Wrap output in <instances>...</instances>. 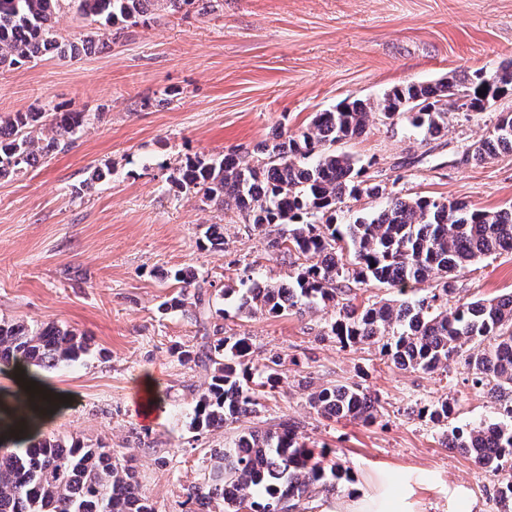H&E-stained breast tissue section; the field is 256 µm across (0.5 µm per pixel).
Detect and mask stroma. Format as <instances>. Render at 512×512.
Here are the masks:
<instances>
[{"label":"stroma","instance_id":"1","mask_svg":"<svg viewBox=\"0 0 512 512\" xmlns=\"http://www.w3.org/2000/svg\"><path fill=\"white\" fill-rule=\"evenodd\" d=\"M512 59V0H224L126 26L99 51L46 57L0 71V113L32 103L95 112L93 127L68 151L0 181V319L54 322L86 336L91 351L42 375L63 399L38 431L103 445L134 457L143 493L157 512H189L213 449L258 422L301 425L306 442L327 444L352 480L375 469L415 472L424 512H448V491H469L467 512H499L495 477L442 447L441 428L418 410L456 403L454 425L495 423L490 399L475 395L462 364L449 375L407 372L376 346L340 347L329 336L333 305L272 318L237 317L219 300L227 333L251 339L259 362H280L283 381L257 415L216 431L189 429L195 390L209 380L187 363L200 335L180 313H160L177 287L165 272L188 269L214 289L244 275L288 282L295 268L233 211L167 183L185 154L252 150L274 130L300 133L314 113L344 98H375L407 82H455ZM512 111V94L484 112H452L448 127L422 140L406 122L375 116L344 149L381 182L384 197L345 201V224L401 195L461 199L484 209L512 203V154L474 161L468 148ZM116 171L80 192L91 168ZM224 227L225 248L200 247L205 227ZM457 298L512 292V253L460 275ZM151 378L155 402L141 383ZM357 383L378 396L376 424L320 417L308 386ZM151 403L143 416L141 406Z\"/></svg>","mask_w":512,"mask_h":512}]
</instances>
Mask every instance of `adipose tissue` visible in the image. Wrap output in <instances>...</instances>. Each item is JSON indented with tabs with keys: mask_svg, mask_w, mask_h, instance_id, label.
<instances>
[{
	"mask_svg": "<svg viewBox=\"0 0 512 512\" xmlns=\"http://www.w3.org/2000/svg\"><path fill=\"white\" fill-rule=\"evenodd\" d=\"M413 482V477L379 468L343 495L327 499L322 512H419Z\"/></svg>",
	"mask_w": 512,
	"mask_h": 512,
	"instance_id": "adipose-tissue-1",
	"label": "adipose tissue"
}]
</instances>
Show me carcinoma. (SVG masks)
<instances>
[{
    "mask_svg": "<svg viewBox=\"0 0 512 512\" xmlns=\"http://www.w3.org/2000/svg\"><path fill=\"white\" fill-rule=\"evenodd\" d=\"M98 23L77 41L58 42L53 34L63 4ZM195 0H0V70H10L48 55L75 58L105 41L112 28L145 23L158 11L176 13ZM484 94H478V91ZM512 94V61L494 72L478 69L456 84L407 83L374 100L348 98L312 117L298 134L277 132L242 156H186L168 179L180 190L202 196L242 216L248 232L269 238V246L296 267L288 283L252 282L246 289L226 288L236 298V315L279 317L310 304L332 302L336 317L330 335L343 346L378 345L380 354L404 371L445 372L462 362L465 381L489 394L512 419V294L477 299L448 308L455 279L485 257L512 251V204L498 210L465 201L414 195L393 197L368 218L336 223L345 199L377 196L382 186L367 176L341 145L362 136L369 115L403 118L424 137L448 127L452 110L483 112ZM96 115L32 108L0 114V179L18 176L70 145L66 135ZM512 153V113H500L493 129L469 148L485 161ZM224 225L210 224L200 246L224 250ZM166 277L181 285L163 303L202 327L194 366L210 373L198 393L190 428L201 432L233 424L256 413L262 396L278 388L277 361L252 358L250 338L208 328L217 295L206 281L182 269ZM429 279L424 296L412 285ZM378 282L396 290L390 299L357 305L353 285ZM194 291H187L188 287ZM88 342L54 322L31 325L0 321V363L52 370L78 359ZM15 408L0 414V433L29 434L44 400L38 390L20 391ZM309 406L327 419L374 423L380 401L358 384L319 386L307 395ZM455 412L439 400L420 414L443 429L441 444L459 450L494 477L503 471L496 503L512 512V427L499 423L448 428ZM299 423L282 419L270 427L241 431L226 448L210 456L208 476L192 486L199 512H211L220 499L224 512H295L312 493H336L349 471L326 446L302 440ZM0 512H155L141 493L135 467L113 448H91L78 440L32 439L25 448H0Z\"/></svg>",
    "mask_w": 512,
    "mask_h": 512,
    "instance_id": "1",
    "label": "carcinoma"
}]
</instances>
